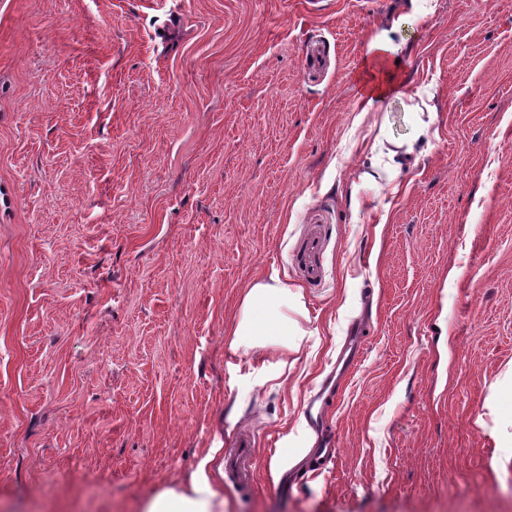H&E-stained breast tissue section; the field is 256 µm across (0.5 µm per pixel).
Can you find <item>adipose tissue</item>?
<instances>
[{"label": "adipose tissue", "instance_id": "ef3b65f1", "mask_svg": "<svg viewBox=\"0 0 512 512\" xmlns=\"http://www.w3.org/2000/svg\"><path fill=\"white\" fill-rule=\"evenodd\" d=\"M364 88L369 99L383 98L400 89L395 67L398 45L391 40L379 41L373 47ZM299 293L293 292L278 277L255 282L244 294L239 316L232 330V342L250 347L271 343L287 344L300 312ZM145 512H224V496L206 472L198 468L188 488H168L157 492L145 505Z\"/></svg>", "mask_w": 512, "mask_h": 512}]
</instances>
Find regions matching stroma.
<instances>
[{
    "label": "stroma",
    "instance_id": "stroma-1",
    "mask_svg": "<svg viewBox=\"0 0 512 512\" xmlns=\"http://www.w3.org/2000/svg\"><path fill=\"white\" fill-rule=\"evenodd\" d=\"M272 275L299 351L231 348ZM511 434L512 0H0V512H141L245 437L224 512H512ZM374 53L370 59L367 77L364 81L367 103L374 99L383 98L393 93H399V76L395 67V56L400 46L391 40L379 41L373 46ZM323 247V231L314 224L304 236L298 269L309 285H318L322 280L323 268L320 255Z\"/></svg>",
    "mask_w": 512,
    "mask_h": 512
}]
</instances>
